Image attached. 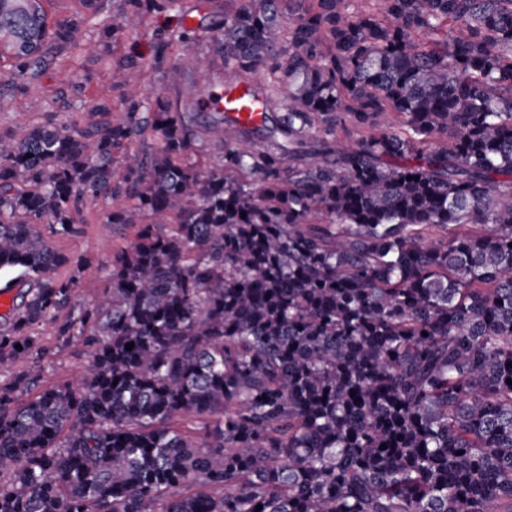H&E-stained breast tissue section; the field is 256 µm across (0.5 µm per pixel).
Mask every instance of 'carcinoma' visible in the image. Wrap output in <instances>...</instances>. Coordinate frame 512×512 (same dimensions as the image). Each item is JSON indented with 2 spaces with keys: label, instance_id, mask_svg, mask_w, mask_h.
Returning a JSON list of instances; mask_svg holds the SVG:
<instances>
[{
  "label": "carcinoma",
  "instance_id": "1",
  "mask_svg": "<svg viewBox=\"0 0 512 512\" xmlns=\"http://www.w3.org/2000/svg\"><path fill=\"white\" fill-rule=\"evenodd\" d=\"M378 2L224 0L84 116L0 131V375L26 365L0 383V512H512V0ZM100 8L0 0V111ZM168 14L120 0L112 42ZM178 47L198 95L147 99ZM216 56L265 102L269 69L287 112L208 104ZM102 198L136 240L66 315L89 262L50 239ZM44 325L87 375L21 401ZM268 69H260L251 74L252 79L268 88L271 96L270 105L274 108L275 112H284V107L288 104V89L281 87L277 84H272Z\"/></svg>",
  "mask_w": 512,
  "mask_h": 512
}]
</instances>
